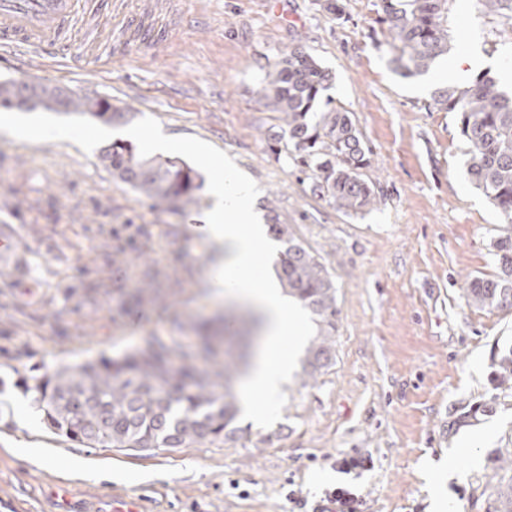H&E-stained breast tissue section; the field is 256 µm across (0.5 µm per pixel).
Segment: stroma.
<instances>
[{
  "label": "stroma",
  "instance_id": "35a3bbf8",
  "mask_svg": "<svg viewBox=\"0 0 512 512\" xmlns=\"http://www.w3.org/2000/svg\"><path fill=\"white\" fill-rule=\"evenodd\" d=\"M182 0L191 24L169 45L105 32L114 60L81 74L33 65L30 80L99 92L137 129L206 147L184 154L200 174L231 165L255 187L256 206L326 266L336 285V364L317 381L294 371L262 425L215 448H86L44 423L26 383L59 365L120 357L159 337L175 346L227 315L215 299L211 244L194 214L150 208L97 164L106 124L77 114L11 111L38 142L0 130V225L21 264L0 270V498L28 512H64L53 494L99 512L137 490L149 512H293L287 482L313 497L340 478L349 454L373 463L356 483L367 512H495L498 451L512 446V392L495 362L512 346V310L468 305L465 290L497 272L503 218L467 175L459 116L431 106L432 89L390 62L379 0ZM447 62L480 51L496 79L512 73V36L478 0H453ZM297 45L333 74L325 95L352 112L370 149L365 180L377 208L346 214L276 150L286 133L256 91L281 49Z\"/></svg>",
  "mask_w": 512,
  "mask_h": 512
}]
</instances>
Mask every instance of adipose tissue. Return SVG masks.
I'll return each instance as SVG.
<instances>
[{"label": "adipose tissue", "mask_w": 512, "mask_h": 512, "mask_svg": "<svg viewBox=\"0 0 512 512\" xmlns=\"http://www.w3.org/2000/svg\"><path fill=\"white\" fill-rule=\"evenodd\" d=\"M211 196V207L203 215L214 250L211 286L218 297L243 303L259 317L261 335L244 374L241 403L260 421L288 382L311 323L301 304L282 293L273 265L264 261L274 243L255 210L252 186L230 168L218 167Z\"/></svg>", "instance_id": "ef3b65f1"}]
</instances>
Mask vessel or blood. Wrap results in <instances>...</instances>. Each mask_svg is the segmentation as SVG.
<instances>
[{"label": "vessel or blood", "instance_id": "vessel-or-blood-1", "mask_svg": "<svg viewBox=\"0 0 512 512\" xmlns=\"http://www.w3.org/2000/svg\"><path fill=\"white\" fill-rule=\"evenodd\" d=\"M92 23L115 21L133 40H167L184 19L178 0H144L128 9L125 0H0V57L20 69L32 62L54 61L84 71L107 56L105 46L86 39L74 43L66 34L78 17Z\"/></svg>", "mask_w": 512, "mask_h": 512}]
</instances>
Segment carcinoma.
<instances>
[{"instance_id":"1","label":"carcinoma","mask_w":512,"mask_h":512,"mask_svg":"<svg viewBox=\"0 0 512 512\" xmlns=\"http://www.w3.org/2000/svg\"><path fill=\"white\" fill-rule=\"evenodd\" d=\"M379 23L386 26L392 62L404 77L427 73L448 54L451 0H380ZM483 12L512 27V0H479ZM332 74L298 46L280 52L267 65L258 100L288 131L286 152L312 172L315 189L348 214L373 207L380 198L362 178L368 160L351 113L336 107L315 111ZM440 111L459 114L467 145V173L504 217L494 243L498 273L472 280L467 302L489 311L512 309V91L489 72L461 85L434 92ZM0 108L88 115L106 124L127 120L109 96H76L67 88L19 79L0 81ZM98 164L174 216L200 205L202 179L185 161L148 158L132 146L114 142L98 154ZM281 243L275 265L283 288L317 317L318 334L308 349L304 376L315 379L336 365V287L325 267L293 237L286 224L268 225ZM215 336H203L174 349L159 338L120 359L102 358L76 366L60 365L34 378L31 390L46 425L87 448L140 451L220 445L246 433L235 426L239 414L231 381L241 355L216 351ZM500 384L512 389V347L498 361Z\"/></svg>"}]
</instances>
